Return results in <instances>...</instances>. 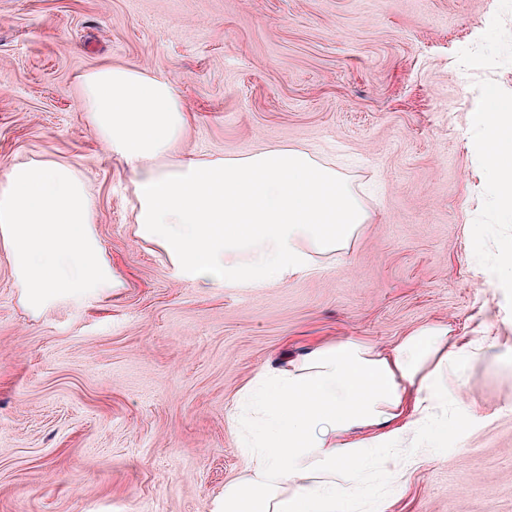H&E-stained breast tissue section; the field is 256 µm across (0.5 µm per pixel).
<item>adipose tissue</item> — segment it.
I'll return each instance as SVG.
<instances>
[{"label": "adipose tissue", "mask_w": 512, "mask_h": 512, "mask_svg": "<svg viewBox=\"0 0 512 512\" xmlns=\"http://www.w3.org/2000/svg\"><path fill=\"white\" fill-rule=\"evenodd\" d=\"M79 85L95 132L135 175L134 236L157 245L178 277L217 288L282 284L317 271L316 254L346 248L369 220L341 174L303 147L173 161L189 116L169 77L102 65ZM484 98L471 121L485 139L491 202L512 219V100L491 89ZM93 212L68 160L30 158L0 171V249L30 314L121 287ZM482 354L429 326L387 354L349 338L260 372L243 395L254 418L227 414L247 430L246 462L217 512H351L354 475L380 460L401 490L406 473L447 442L432 411Z\"/></svg>", "instance_id": "1"}]
</instances>
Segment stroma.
I'll list each match as a JSON object with an SVG mask.
<instances>
[{
    "instance_id": "stroma-1",
    "label": "stroma",
    "mask_w": 512,
    "mask_h": 512,
    "mask_svg": "<svg viewBox=\"0 0 512 512\" xmlns=\"http://www.w3.org/2000/svg\"><path fill=\"white\" fill-rule=\"evenodd\" d=\"M105 63L173 80L182 152L310 148L369 224L284 284L178 278L83 109L77 77ZM489 87L512 99V0H0V169L75 164L123 281L35 317L0 250V512H215L245 468L225 414L257 373L426 325L485 353L385 512H512V221L470 124Z\"/></svg>"
}]
</instances>
